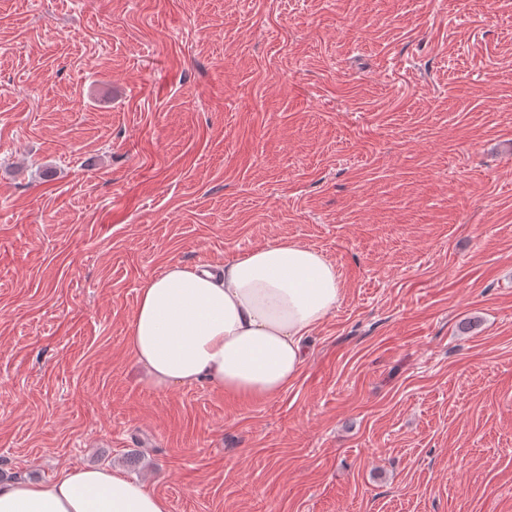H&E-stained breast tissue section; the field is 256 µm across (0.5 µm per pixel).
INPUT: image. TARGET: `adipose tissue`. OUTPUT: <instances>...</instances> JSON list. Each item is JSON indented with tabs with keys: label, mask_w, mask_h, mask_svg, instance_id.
I'll return each instance as SVG.
<instances>
[{
	"label": "adipose tissue",
	"mask_w": 512,
	"mask_h": 512,
	"mask_svg": "<svg viewBox=\"0 0 512 512\" xmlns=\"http://www.w3.org/2000/svg\"><path fill=\"white\" fill-rule=\"evenodd\" d=\"M336 267L281 240L216 273L169 265L141 289L127 345L161 389L207 382L260 401L280 394L305 359L303 339L342 299ZM0 512H169L140 479L80 467L39 482L0 484Z\"/></svg>",
	"instance_id": "1"
}]
</instances>
